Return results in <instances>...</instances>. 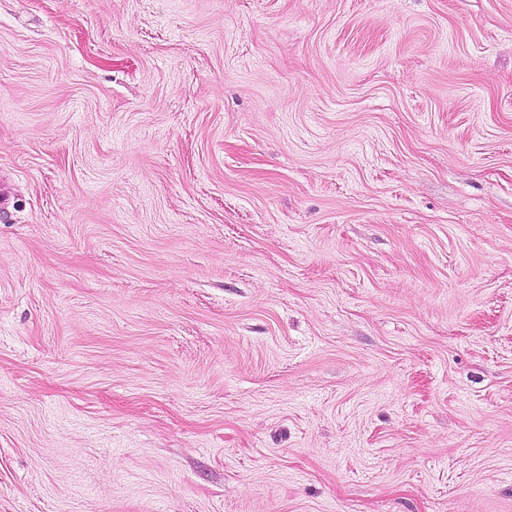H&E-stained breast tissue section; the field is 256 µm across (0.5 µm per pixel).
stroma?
I'll list each match as a JSON object with an SVG mask.
<instances>
[{
	"instance_id": "stroma-1",
	"label": "stroma",
	"mask_w": 512,
	"mask_h": 512,
	"mask_svg": "<svg viewBox=\"0 0 512 512\" xmlns=\"http://www.w3.org/2000/svg\"><path fill=\"white\" fill-rule=\"evenodd\" d=\"M0 512H512V0H0Z\"/></svg>"
}]
</instances>
